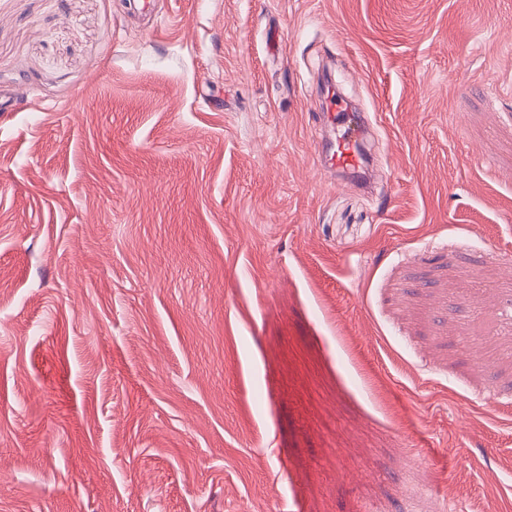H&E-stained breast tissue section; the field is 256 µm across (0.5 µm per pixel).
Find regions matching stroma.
Instances as JSON below:
<instances>
[{"label": "stroma", "instance_id": "1", "mask_svg": "<svg viewBox=\"0 0 512 512\" xmlns=\"http://www.w3.org/2000/svg\"><path fill=\"white\" fill-rule=\"evenodd\" d=\"M155 2L0 0V512L512 508V0ZM323 99V120L332 131L336 129V136L322 146L325 162L331 169L359 177L371 161L366 148L369 117L364 112H354L334 84L325 89Z\"/></svg>", "mask_w": 512, "mask_h": 512}]
</instances>
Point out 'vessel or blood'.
I'll return each instance as SVG.
<instances>
[{"instance_id":"1","label":"vessel or blood","mask_w":512,"mask_h":512,"mask_svg":"<svg viewBox=\"0 0 512 512\" xmlns=\"http://www.w3.org/2000/svg\"><path fill=\"white\" fill-rule=\"evenodd\" d=\"M324 101L322 117L336 132L335 137L329 138L322 147L325 162L331 169L360 176L371 161L366 148L369 117L366 113L353 111L336 86L326 88Z\"/></svg>"}]
</instances>
